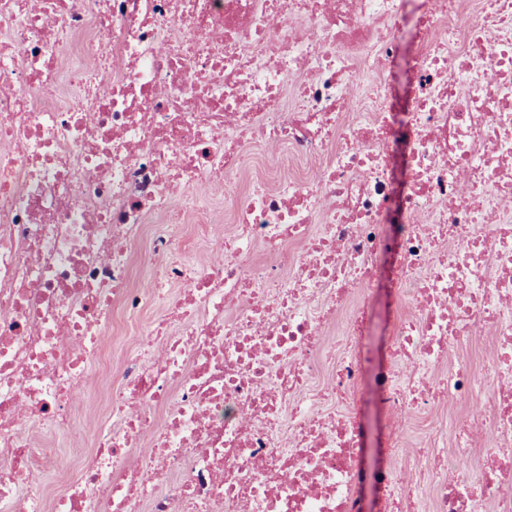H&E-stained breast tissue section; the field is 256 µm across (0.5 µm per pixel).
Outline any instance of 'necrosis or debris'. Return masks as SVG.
I'll return each mask as SVG.
<instances>
[{"label": "necrosis or debris", "mask_w": 512, "mask_h": 512, "mask_svg": "<svg viewBox=\"0 0 512 512\" xmlns=\"http://www.w3.org/2000/svg\"><path fill=\"white\" fill-rule=\"evenodd\" d=\"M193 240L217 259L186 266ZM389 254L413 369L371 377ZM149 307L158 360L126 357L48 496L32 476L60 459L30 432L70 435L101 336ZM479 329L491 368L436 375ZM368 380L392 423L439 398L489 410L409 481L360 465V416L334 413ZM478 432L512 438V0H0V512H417L432 471V512H512L511 448L464 467Z\"/></svg>", "instance_id": "1"}]
</instances>
